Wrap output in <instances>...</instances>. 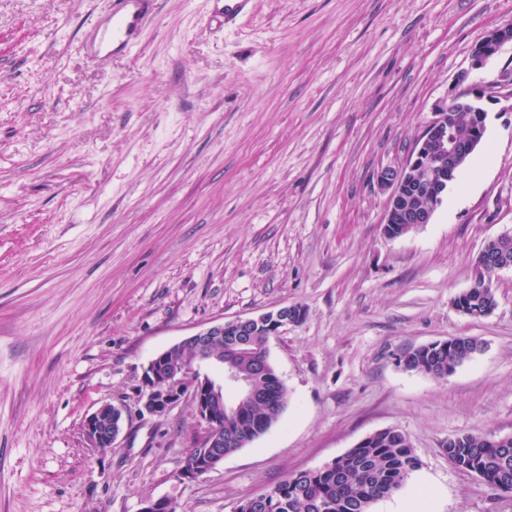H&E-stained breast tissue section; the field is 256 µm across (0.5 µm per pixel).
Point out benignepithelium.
I'll return each mask as SVG.
<instances>
[{
	"label": "benign epithelium",
	"instance_id": "7a95c632",
	"mask_svg": "<svg viewBox=\"0 0 512 512\" xmlns=\"http://www.w3.org/2000/svg\"><path fill=\"white\" fill-rule=\"evenodd\" d=\"M512 44V23L490 30L474 46L470 68H485L500 53L504 45ZM499 84L472 85L465 90L454 88L435 103L432 118L415 139L404 164L387 166L377 173L379 187L387 192L383 218V233L389 238L399 237L398 225L417 227L431 223L441 199L445 182L452 179L460 159L475 150L487 128L486 104L499 98ZM471 112L474 128L471 136L460 137L451 123V113ZM297 305L281 307L248 318L217 322L181 340L173 347L156 355L142 376L140 402L145 412L154 417L168 414L173 408L189 404L202 429L200 446L205 448L200 458L204 468L192 467L184 471V480L191 482L221 465L220 459L208 452L210 448L224 447V382L235 384L239 398L256 395L250 380L224 362L219 347L226 336H244L256 326L266 325L269 335L277 336L288 326L301 322L295 312ZM192 349L199 362L224 370V381H216L200 371L198 366H177L172 362L175 351ZM124 409L103 404L86 416L84 433L89 445L100 452L112 450L122 432Z\"/></svg>",
	"mask_w": 512,
	"mask_h": 512
}]
</instances>
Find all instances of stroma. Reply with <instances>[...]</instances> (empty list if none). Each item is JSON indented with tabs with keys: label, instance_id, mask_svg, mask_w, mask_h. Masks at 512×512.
<instances>
[{
	"label": "stroma",
	"instance_id": "stroma-1",
	"mask_svg": "<svg viewBox=\"0 0 512 512\" xmlns=\"http://www.w3.org/2000/svg\"><path fill=\"white\" fill-rule=\"evenodd\" d=\"M107 9L0 0V512H234L388 427L419 466L372 512H512L446 454L512 435V270L491 315L453 305L512 231V86L431 223L385 238L376 181L449 89L512 72L510 44L469 68L512 0H252L231 28L213 0H159L139 52L102 63ZM294 304L304 320L270 342L279 421L179 480L201 429L187 404L142 412L145 366ZM452 336L484 347L446 380L398 365ZM104 403L125 422L102 453L83 421Z\"/></svg>",
	"mask_w": 512,
	"mask_h": 512
}]
</instances>
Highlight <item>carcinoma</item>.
I'll use <instances>...</instances> for the list:
<instances>
[{
    "mask_svg": "<svg viewBox=\"0 0 512 512\" xmlns=\"http://www.w3.org/2000/svg\"><path fill=\"white\" fill-rule=\"evenodd\" d=\"M492 274L474 262V283L458 294L455 305H465L472 317L494 311L496 296L490 288ZM248 344L249 355L240 364L256 375L258 396L224 412V447L216 455H231L265 434L281 417L288 390L272 363L265 329L253 336L224 338V349L236 342ZM483 348L473 336H454L443 344L429 343L405 351L399 358L408 371L444 380L457 366ZM448 461L457 469L482 478L493 490L512 493V438L489 439L464 434L448 439ZM419 461L407 435L396 427L386 428L321 468L301 471L267 489L241 500L234 512H371L372 506L400 492Z\"/></svg>",
    "mask_w": 512,
    "mask_h": 512,
    "instance_id": "1",
    "label": "carcinoma"
}]
</instances>
